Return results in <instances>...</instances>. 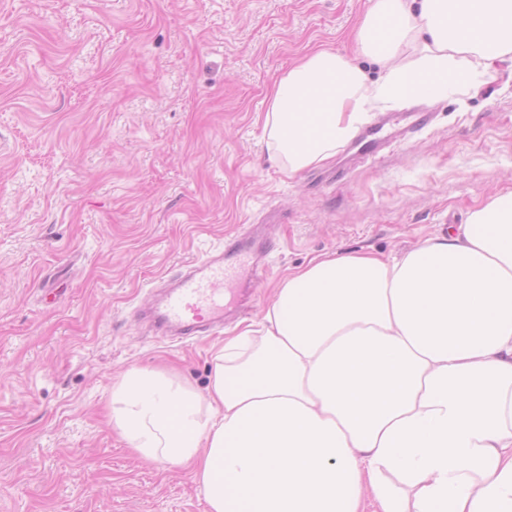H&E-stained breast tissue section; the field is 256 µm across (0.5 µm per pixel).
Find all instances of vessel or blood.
Here are the masks:
<instances>
[{
    "label": "vessel or blood",
    "mask_w": 512,
    "mask_h": 512,
    "mask_svg": "<svg viewBox=\"0 0 512 512\" xmlns=\"http://www.w3.org/2000/svg\"><path fill=\"white\" fill-rule=\"evenodd\" d=\"M266 251H251L245 240L234 239L204 257L184 264L161 281L163 293L149 311L157 331L174 336L205 335L224 322V286L233 275L230 261L246 260L254 280L267 273Z\"/></svg>",
    "instance_id": "obj_1"
}]
</instances>
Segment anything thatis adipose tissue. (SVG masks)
Listing matches in <instances>:
<instances>
[{
    "label": "adipose tissue",
    "instance_id": "1",
    "mask_svg": "<svg viewBox=\"0 0 512 512\" xmlns=\"http://www.w3.org/2000/svg\"><path fill=\"white\" fill-rule=\"evenodd\" d=\"M390 25H382V18ZM370 77L312 51L276 82L265 141L288 174L332 158L372 105L445 100L512 60V0H374ZM261 333L217 353L206 392L164 370L113 385L144 460L192 466L209 512H512V191L397 255L288 274Z\"/></svg>",
    "mask_w": 512,
    "mask_h": 512
}]
</instances>
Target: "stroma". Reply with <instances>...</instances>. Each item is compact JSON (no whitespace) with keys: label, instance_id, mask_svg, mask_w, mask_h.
<instances>
[{"label":"stroma","instance_id":"35a3bbf8","mask_svg":"<svg viewBox=\"0 0 512 512\" xmlns=\"http://www.w3.org/2000/svg\"><path fill=\"white\" fill-rule=\"evenodd\" d=\"M372 0H0V512H207L191 469L142 460L106 408L133 367L205 390L313 257L395 254L512 190V68L392 110L401 143L288 176L263 118L318 47L355 52ZM427 112L420 127L415 115ZM270 274L223 333L158 338L133 312L246 225Z\"/></svg>","mask_w":512,"mask_h":512}]
</instances>
